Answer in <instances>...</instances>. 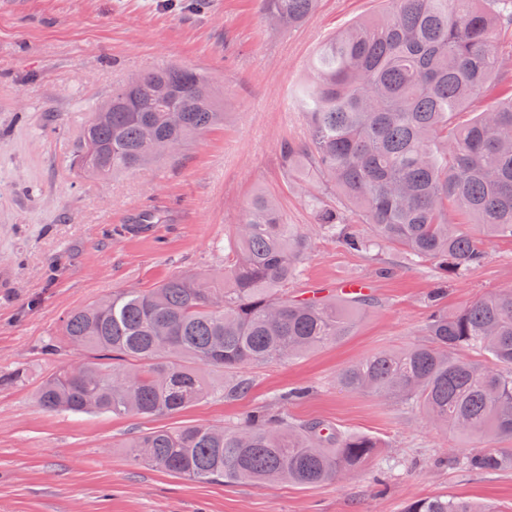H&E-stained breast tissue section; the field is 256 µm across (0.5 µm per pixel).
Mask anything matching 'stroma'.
Here are the masks:
<instances>
[{
  "instance_id": "1",
  "label": "stroma",
  "mask_w": 512,
  "mask_h": 512,
  "mask_svg": "<svg viewBox=\"0 0 512 512\" xmlns=\"http://www.w3.org/2000/svg\"><path fill=\"white\" fill-rule=\"evenodd\" d=\"M381 0H317L312 15L274 26L259 0H0V374L25 365L20 385L0 388V512H402L441 495L512 512V471L476 474L435 466L452 438L404 405L336 384L352 362L422 340L433 288L458 309L512 288V242L486 241V259L441 283L437 270L401 250L347 251L309 205L316 175L284 178L281 147L306 133L295 92L321 43L378 15ZM173 63L212 75L224 123L187 146L176 162L105 180L77 177L78 151L95 104L151 67ZM274 197L307 239L301 275L288 290L370 281L374 304L349 336L304 357L244 369L240 399L217 395L178 419L50 413L37 385L70 352L49 340L75 309L179 271L218 270L235 224L256 193ZM162 221L126 234L144 210ZM296 403L280 402L293 386ZM271 409L323 420L377 440L395 467L383 483L365 473L318 487L199 483L136 463L122 444L174 421L230 426Z\"/></svg>"
}]
</instances>
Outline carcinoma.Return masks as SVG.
I'll return each mask as SVG.
<instances>
[{
	"mask_svg": "<svg viewBox=\"0 0 512 512\" xmlns=\"http://www.w3.org/2000/svg\"><path fill=\"white\" fill-rule=\"evenodd\" d=\"M317 0H262L273 21L293 25ZM319 46L297 91L304 140L281 149L290 176L311 168L339 197L310 205L323 230L348 249L382 246L432 262L443 279L485 259L484 242L512 240V79L498 40L512 27V0H387ZM483 111L461 121L478 97ZM224 122L220 89L181 66L146 70L112 89L83 128L70 166L109 178L171 159L153 141L184 148ZM366 224L367 235L351 228ZM305 237L264 194L253 197L218 272L175 273L74 310L59 342L84 352V373L66 363L42 377L51 412L173 418L215 395L204 371L224 372L222 395L246 394L238 370L305 356L349 335L368 295L298 298ZM443 289L426 339L379 351L344 368L340 387L394 399L459 440L445 463L472 473L512 471V289L448 312ZM477 353V361L469 354ZM126 447L134 461L193 481L286 482L316 487L370 468L385 471L370 437L322 421L295 423L266 410L236 426L180 425L146 432ZM403 512H498L454 496L426 497Z\"/></svg>",
	"mask_w": 512,
	"mask_h": 512,
	"instance_id": "carcinoma-1",
	"label": "carcinoma"
}]
</instances>
